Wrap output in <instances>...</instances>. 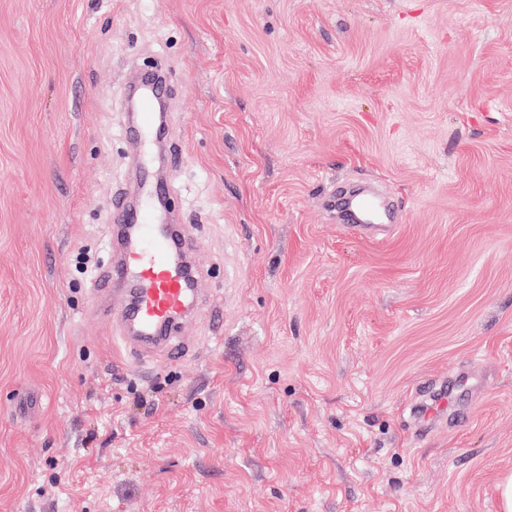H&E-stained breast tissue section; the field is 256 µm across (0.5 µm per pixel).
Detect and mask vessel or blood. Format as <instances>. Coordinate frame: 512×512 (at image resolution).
I'll return each instance as SVG.
<instances>
[{"label":"vessel or blood","instance_id":"obj_1","mask_svg":"<svg viewBox=\"0 0 512 512\" xmlns=\"http://www.w3.org/2000/svg\"><path fill=\"white\" fill-rule=\"evenodd\" d=\"M157 84L136 88V110L128 131L137 145L154 142L163 116L155 110ZM141 204L127 210L123 192L112 199L111 266L99 275L101 288L127 301L114 315L119 325L132 328L123 343L131 351L157 348L171 359L188 354L182 335L184 320L205 300L203 275L183 258L190 240L188 227L176 226L162 205L163 189L153 178L151 159H143L139 183Z\"/></svg>","mask_w":512,"mask_h":512}]
</instances>
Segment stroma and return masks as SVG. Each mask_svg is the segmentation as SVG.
<instances>
[{
	"label": "stroma",
	"mask_w": 512,
	"mask_h": 512,
	"mask_svg": "<svg viewBox=\"0 0 512 512\" xmlns=\"http://www.w3.org/2000/svg\"><path fill=\"white\" fill-rule=\"evenodd\" d=\"M160 66L212 302L147 374L95 277ZM368 185L387 234L329 203ZM509 472L512 0H0V512H500Z\"/></svg>",
	"instance_id": "35a3bbf8"
}]
</instances>
